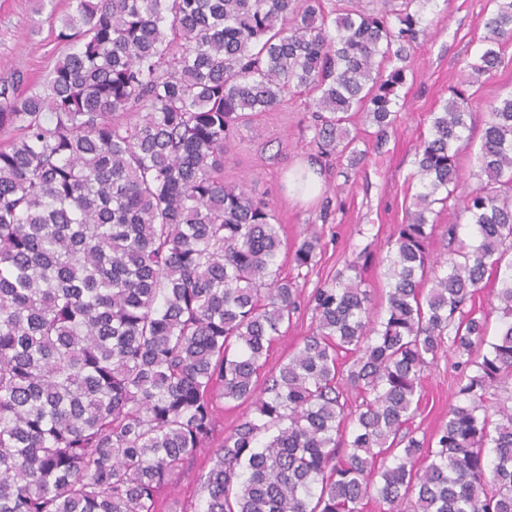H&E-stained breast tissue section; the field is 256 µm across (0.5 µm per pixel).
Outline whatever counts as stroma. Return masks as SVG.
<instances>
[{"mask_svg":"<svg viewBox=\"0 0 512 512\" xmlns=\"http://www.w3.org/2000/svg\"><path fill=\"white\" fill-rule=\"evenodd\" d=\"M493 0H431L421 12L427 34L410 60L407 104L393 130L381 145L369 146L357 165L331 163L323 171V187L313 197L296 188L294 177L315 151L306 126L310 114L302 95L286 97L279 111L265 112L242 127L224 165L229 182L244 181L256 197L268 201L282 226L286 244L299 242L307 230L322 235V258L302 280L301 305L285 336L275 343L268 368L278 367L299 347L315 325L309 297L315 288L331 281L352 261L364 263V278L376 300H383L387 282L381 263L387 240L419 192L415 158L429 134L431 115L440 111L453 87L467 81L465 63L482 52L485 22L494 10ZM57 20L38 11L37 0H0V76L24 70L29 80L22 94L42 91L57 58L66 46L56 35ZM473 95L470 147L478 149L488 106L512 94V39L504 44L503 59L491 75L469 83ZM453 360L444 353L423 375L422 405L413 425L419 434L433 436L448 419L454 397L450 389ZM213 447L197 452L185 466L177 484L158 502L159 512H198L200 481L213 465Z\"/></svg>","mask_w":512,"mask_h":512,"instance_id":"stroma-1","label":"stroma"}]
</instances>
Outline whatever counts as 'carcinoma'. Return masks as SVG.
<instances>
[{
	"mask_svg": "<svg viewBox=\"0 0 512 512\" xmlns=\"http://www.w3.org/2000/svg\"><path fill=\"white\" fill-rule=\"evenodd\" d=\"M422 1L346 5L330 27L324 0H69L58 38L75 48L45 91L0 78V512H157L221 398L254 415L200 477V512H512V96L490 106L469 188L472 112L452 90L390 241L384 312L347 265L270 371L299 285L270 203L224 180L233 136L291 93L311 100L318 156L359 163L348 125L396 123ZM485 27L478 76L502 62L512 0ZM438 203L473 224L448 225L444 256ZM320 240L295 247L297 269ZM490 281L491 342L472 306ZM447 350L456 403L420 439V381Z\"/></svg>",
	"mask_w": 512,
	"mask_h": 512,
	"instance_id": "carcinoma-1",
	"label": "carcinoma"
}]
</instances>
